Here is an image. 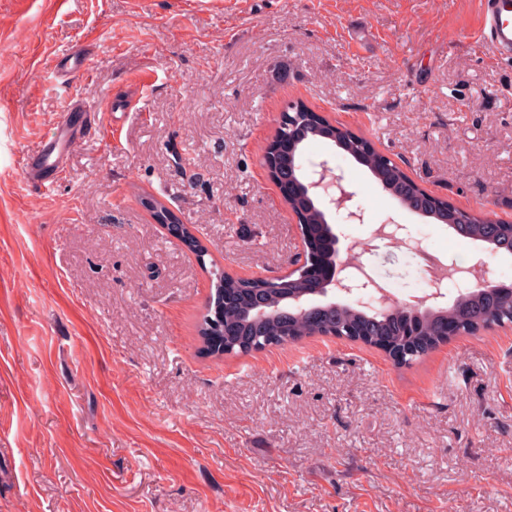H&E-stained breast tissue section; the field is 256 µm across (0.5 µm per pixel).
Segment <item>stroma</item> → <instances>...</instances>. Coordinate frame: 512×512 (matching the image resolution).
Here are the masks:
<instances>
[{
	"label": "stroma",
	"mask_w": 512,
	"mask_h": 512,
	"mask_svg": "<svg viewBox=\"0 0 512 512\" xmlns=\"http://www.w3.org/2000/svg\"><path fill=\"white\" fill-rule=\"evenodd\" d=\"M369 21L362 48L350 23ZM478 0H0V512H512V328L409 364L310 336L204 357L210 266L275 276L300 234L261 165L301 102L424 189L512 222V59ZM76 51L89 69L59 67ZM95 122L51 185L24 158ZM377 282L420 286L384 223L457 266L512 255L402 207L327 140ZM202 231L205 262L148 199Z\"/></svg>",
	"instance_id": "1"
}]
</instances>
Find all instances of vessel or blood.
Returning a JSON list of instances; mask_svg holds the SVG:
<instances>
[{"label": "vessel or blood", "mask_w": 512, "mask_h": 512, "mask_svg": "<svg viewBox=\"0 0 512 512\" xmlns=\"http://www.w3.org/2000/svg\"><path fill=\"white\" fill-rule=\"evenodd\" d=\"M479 5L481 43L494 57L512 58V0H479ZM69 111V119L56 125L26 158L21 171L24 181L46 185L62 173L65 155L91 120L79 105H71Z\"/></svg>", "instance_id": "vessel-or-blood-1"}]
</instances>
